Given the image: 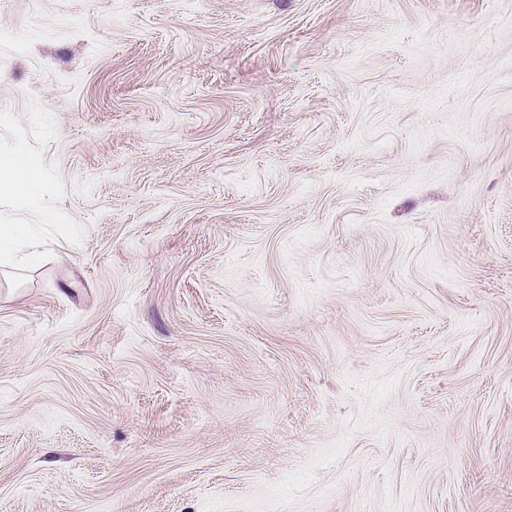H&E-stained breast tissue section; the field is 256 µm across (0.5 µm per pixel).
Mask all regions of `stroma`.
<instances>
[{"label":"stroma","mask_w":512,"mask_h":512,"mask_svg":"<svg viewBox=\"0 0 512 512\" xmlns=\"http://www.w3.org/2000/svg\"><path fill=\"white\" fill-rule=\"evenodd\" d=\"M0 512H512V0H0ZM37 167L36 161L0 156V192L28 193L34 185L32 173ZM29 224H10L0 220V255L5 259L13 257L18 246L27 236Z\"/></svg>","instance_id":"stroma-1"}]
</instances>
